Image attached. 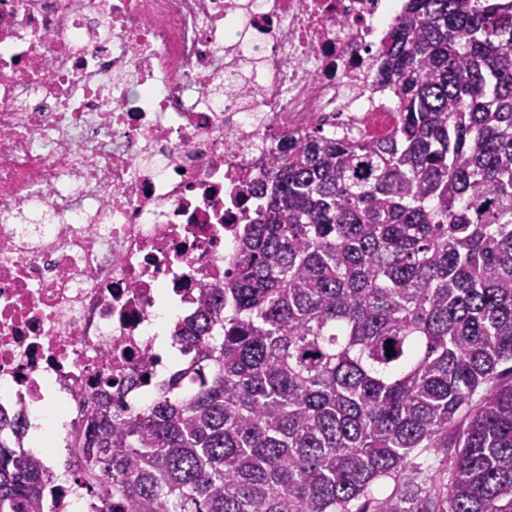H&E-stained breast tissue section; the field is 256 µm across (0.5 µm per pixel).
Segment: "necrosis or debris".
I'll use <instances>...</instances> for the list:
<instances>
[{
  "mask_svg": "<svg viewBox=\"0 0 512 512\" xmlns=\"http://www.w3.org/2000/svg\"><path fill=\"white\" fill-rule=\"evenodd\" d=\"M402 3L0 0V443L44 465L42 512H99L94 397L172 381L157 336L223 285L281 142L393 129L366 83Z\"/></svg>",
  "mask_w": 512,
  "mask_h": 512,
  "instance_id": "obj_1",
  "label": "necrosis or debris"
}]
</instances>
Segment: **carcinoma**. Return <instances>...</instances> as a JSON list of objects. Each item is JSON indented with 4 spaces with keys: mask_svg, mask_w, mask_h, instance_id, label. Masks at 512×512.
<instances>
[{
    "mask_svg": "<svg viewBox=\"0 0 512 512\" xmlns=\"http://www.w3.org/2000/svg\"><path fill=\"white\" fill-rule=\"evenodd\" d=\"M373 67L393 130L288 137L192 361L95 400L101 512H512V0H408ZM45 475L0 445V512Z\"/></svg>",
    "mask_w": 512,
    "mask_h": 512,
    "instance_id": "obj_1",
    "label": "carcinoma"
}]
</instances>
